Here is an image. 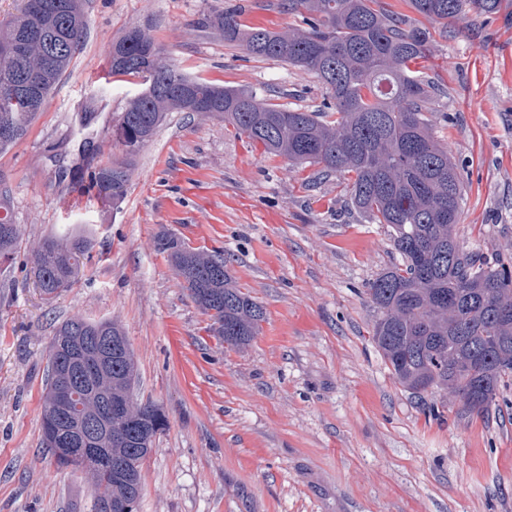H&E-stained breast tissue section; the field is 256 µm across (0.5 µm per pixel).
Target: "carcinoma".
<instances>
[{
	"label": "carcinoma",
	"instance_id": "carcinoma-1",
	"mask_svg": "<svg viewBox=\"0 0 512 512\" xmlns=\"http://www.w3.org/2000/svg\"><path fill=\"white\" fill-rule=\"evenodd\" d=\"M32 2L20 0L17 12L0 21V48L25 44L15 67L32 78L30 93L45 108L86 45L87 0H39L44 8L37 11ZM407 2L425 23L385 10L380 0H276L277 9L298 18L279 31L247 26L237 12L208 18L225 43L314 74L325 90V102L314 110L189 77L163 57L149 29L132 26L112 41L110 71L114 77L143 80L144 89L121 113L112 138L130 155L156 135L168 113L207 112L289 165L316 167L313 182L344 178L352 209L371 224L387 225L401 257L367 288L378 312L373 340L385 364L403 388L414 393L444 389L460 399L466 412L483 415L500 388L512 384V318L497 315L500 306L512 308V269L490 266L457 236L463 185L448 149L434 136L448 115L429 107L442 84L416 76L411 66L425 59L434 34H447L448 26L471 11L495 14L502 0ZM36 116L23 99L0 102V129L16 131L20 140ZM128 170L129 163L122 161L94 173L102 201L122 199ZM20 238L7 190L0 188L1 265L14 259ZM156 246L224 342L239 347L254 338L263 308L234 284L223 255L199 252L167 234ZM91 247L90 235L77 228L37 245L31 269L47 299L73 285ZM104 336H120L122 342L76 392L85 417L101 428L105 452L86 461L61 459L60 446L51 441L57 409L49 391L42 410L43 445L58 466L87 473L91 512L100 501L130 500V478L144 483L143 463L152 443L127 441L131 425L151 424L156 435L168 424L159 407L132 400L133 352L114 323L74 316L62 323L53 341H79L89 361L104 346ZM118 395L127 399L125 411L106 414Z\"/></svg>",
	"mask_w": 512,
	"mask_h": 512
}]
</instances>
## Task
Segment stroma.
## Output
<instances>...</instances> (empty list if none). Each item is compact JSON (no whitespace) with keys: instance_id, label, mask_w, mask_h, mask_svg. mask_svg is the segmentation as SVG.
Returning <instances> with one entry per match:
<instances>
[{"instance_id":"35a3bbf8","label":"stroma","mask_w":512,"mask_h":512,"mask_svg":"<svg viewBox=\"0 0 512 512\" xmlns=\"http://www.w3.org/2000/svg\"><path fill=\"white\" fill-rule=\"evenodd\" d=\"M269 0H90V32L28 135L0 154L22 241L0 271V512H90L92 487L41 445L50 342L80 314L125 333L133 401L168 426L143 464L137 512H512V386L488 416L447 392L406 391L372 336L367 288L398 263L383 224L353 211L338 178L305 189L289 166L223 119L172 112L130 157L116 205L89 175L127 158L110 136L140 82L110 76L109 46L149 28L185 75L305 108L325 92L310 73L225 44L217 11L282 29ZM423 60L447 92L440 142L464 182L458 237L512 265V6L468 17ZM81 226L93 246L71 288L43 299L27 262L45 237ZM168 233L222 251L265 312L245 346L224 343L182 288Z\"/></svg>"}]
</instances>
